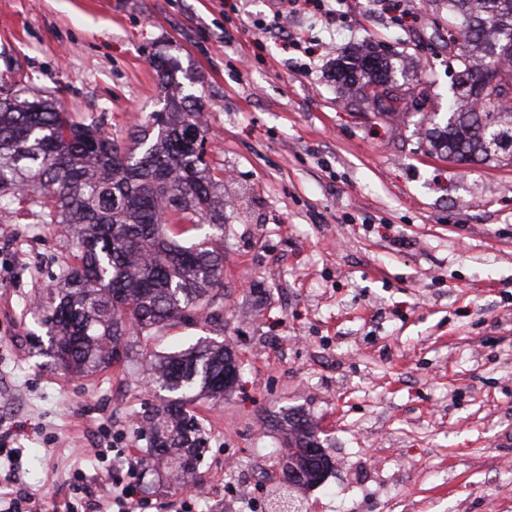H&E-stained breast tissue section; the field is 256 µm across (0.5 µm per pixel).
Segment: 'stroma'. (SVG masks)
Here are the masks:
<instances>
[{
    "label": "stroma",
    "instance_id": "obj_1",
    "mask_svg": "<svg viewBox=\"0 0 512 512\" xmlns=\"http://www.w3.org/2000/svg\"><path fill=\"white\" fill-rule=\"evenodd\" d=\"M344 0L335 22L279 0H0V86L45 97L125 144L190 70L205 159L224 179V314L131 341L84 377L47 356L33 300L68 255L54 225L0 209V498L95 512L113 482L142 512H512V164L438 157L414 110L341 93L337 54L413 58L428 111L451 88L443 0ZM212 338L239 379L195 412L210 434L188 486L146 462L134 418L157 403L150 354ZM314 423L322 484L267 477L285 419ZM253 485L245 508L222 471Z\"/></svg>",
    "mask_w": 512,
    "mask_h": 512
}]
</instances>
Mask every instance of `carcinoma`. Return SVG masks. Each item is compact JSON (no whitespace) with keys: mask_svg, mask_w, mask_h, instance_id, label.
<instances>
[{"mask_svg":"<svg viewBox=\"0 0 512 512\" xmlns=\"http://www.w3.org/2000/svg\"><path fill=\"white\" fill-rule=\"evenodd\" d=\"M455 58L448 121L429 129L432 147L456 162H512V0H445ZM498 101L473 107L472 90L488 66ZM172 92L133 145L123 146L100 119L64 112L47 100L0 97V208L30 211L68 235L71 261L39 297L50 326L49 355L68 373L93 374L119 361L128 337L150 340L166 326L190 325L224 311V179L202 151L193 94H180L178 64L157 62ZM397 68L375 51L343 50L336 81L372 98L378 111L410 95ZM205 229L186 246L180 236ZM238 359L229 345L198 343L157 358L150 381L167 396L142 413L136 438L189 482L207 443L192 404L231 392ZM284 474L316 482L328 465L314 425L288 418Z\"/></svg>","mask_w":512,"mask_h":512,"instance_id":"cac0c4a2","label":"carcinoma"}]
</instances>
